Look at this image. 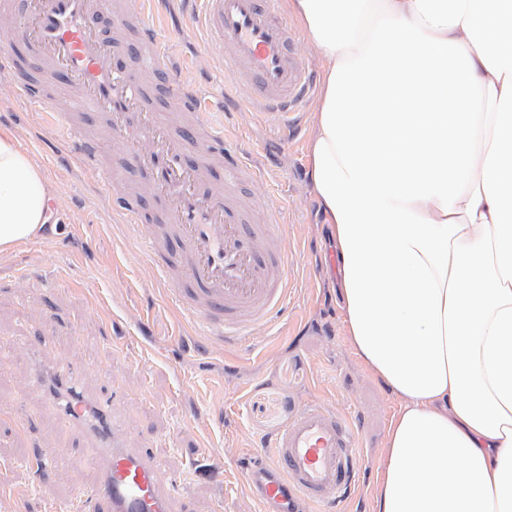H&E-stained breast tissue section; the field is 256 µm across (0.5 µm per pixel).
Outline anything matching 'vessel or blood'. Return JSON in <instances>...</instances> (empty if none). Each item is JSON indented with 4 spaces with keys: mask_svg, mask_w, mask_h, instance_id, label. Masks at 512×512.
Masks as SVG:
<instances>
[{
    "mask_svg": "<svg viewBox=\"0 0 512 512\" xmlns=\"http://www.w3.org/2000/svg\"><path fill=\"white\" fill-rule=\"evenodd\" d=\"M188 30L204 29L208 48L233 82L252 86L264 118L289 132L315 85L305 50L280 13L279 0H197ZM155 0H0V66L15 72L45 119L72 138L83 165L98 171L112 210L138 233L168 299L204 334L239 341L271 323L288 292V246L276 213L265 211L269 186L241 157L224 127L227 95L206 96L183 80L159 49ZM138 47L129 67L114 63L126 35ZM23 44L27 57L12 52ZM103 126L89 135L81 114ZM112 149L103 152V140ZM157 205L148 217L142 204ZM56 377L78 393L53 402L59 421L94 445L91 482L75 480L72 497L47 499V512H186L173 479L147 449L130 447L112 398L91 395L76 367ZM357 431L324 405L307 402L274 440L272 459L247 471L265 475L270 512H292L296 495L335 508L358 476Z\"/></svg>",
    "mask_w": 512,
    "mask_h": 512,
    "instance_id": "b4317fda",
    "label": "vessel or blood"
}]
</instances>
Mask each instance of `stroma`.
I'll return each instance as SVG.
<instances>
[{
  "label": "stroma",
  "instance_id": "stroma-1",
  "mask_svg": "<svg viewBox=\"0 0 512 512\" xmlns=\"http://www.w3.org/2000/svg\"><path fill=\"white\" fill-rule=\"evenodd\" d=\"M204 33L178 35L165 48L185 77L209 93L224 89V64L203 50ZM320 92L305 101L291 144L251 110L227 109L238 152L274 192L289 256L283 315L226 344L200 335L168 301L127 224L113 217L101 177L85 170L45 125L13 75L0 68V132L13 135L52 189L55 226L44 237L0 254V339L41 348L37 361L0 354V403L24 404L25 423L0 417V512H44L34 485L68 499L76 475L93 479L86 441L60 428L43 392L30 391L34 367L68 360L87 371L89 390L117 393L121 424L132 445L148 443L158 465L197 512H266L241 465L315 400L354 417L361 467L344 512H375L373 490L389 426L400 400L381 386L345 332L339 273L327 216L309 179V146ZM53 312L68 336L45 344L41 316ZM62 448L57 466L37 463L48 445Z\"/></svg>",
  "mask_w": 512,
  "mask_h": 512
}]
</instances>
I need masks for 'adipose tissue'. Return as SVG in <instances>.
I'll list each match as a JSON object with an SVG mask.
<instances>
[{"mask_svg": "<svg viewBox=\"0 0 512 512\" xmlns=\"http://www.w3.org/2000/svg\"><path fill=\"white\" fill-rule=\"evenodd\" d=\"M350 340L401 401L375 512H512V0H288ZM49 185L0 133V253Z\"/></svg>", "mask_w": 512, "mask_h": 512, "instance_id": "ef3b65f1", "label": "adipose tissue"}]
</instances>
